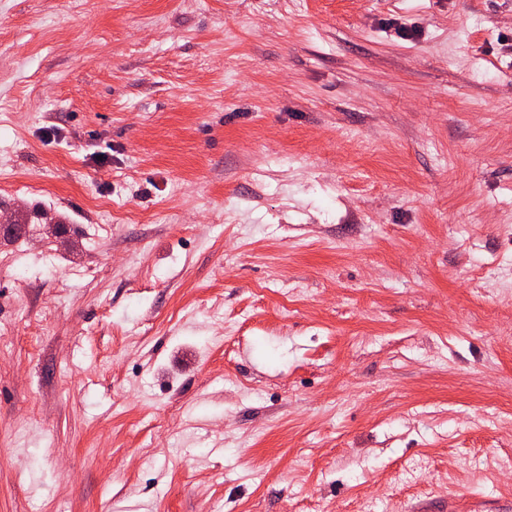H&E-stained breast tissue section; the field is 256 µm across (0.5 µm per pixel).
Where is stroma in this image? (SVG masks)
<instances>
[{
  "instance_id": "obj_1",
  "label": "stroma",
  "mask_w": 512,
  "mask_h": 512,
  "mask_svg": "<svg viewBox=\"0 0 512 512\" xmlns=\"http://www.w3.org/2000/svg\"><path fill=\"white\" fill-rule=\"evenodd\" d=\"M1 201L0 512H512V0H0ZM62 218L60 215L51 216L50 209L47 210L44 206L35 204L32 207L25 208L18 214L17 219L15 218V226L24 228L26 224H55L56 230H62L65 228L64 224H66L63 221L64 218ZM0 222L1 240L9 238L15 230L14 224H8L6 213L1 214Z\"/></svg>"
}]
</instances>
